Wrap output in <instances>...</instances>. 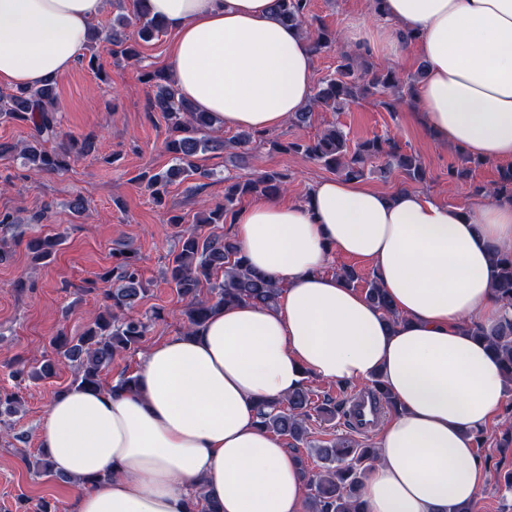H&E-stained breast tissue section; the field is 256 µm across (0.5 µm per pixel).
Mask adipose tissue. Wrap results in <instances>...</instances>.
I'll list each match as a JSON object with an SVG mask.
<instances>
[{"label":"adipose tissue","mask_w":512,"mask_h":512,"mask_svg":"<svg viewBox=\"0 0 512 512\" xmlns=\"http://www.w3.org/2000/svg\"><path fill=\"white\" fill-rule=\"evenodd\" d=\"M174 35L181 94L224 128L270 131L313 96L314 54L272 0H147ZM104 0H0V85H37L81 56ZM360 35L385 60L416 36L427 74L416 102L438 144L512 161V0H385ZM233 236L281 292L271 308L228 305L192 335L143 357L138 389L70 390L39 442L76 480V512H186L196 487L224 512H303L306 478L257 404L308 379L382 375L400 407L368 468L366 512H447L486 476L474 433L494 422L512 384L470 320L498 323L491 248L512 251V203L481 196L463 210L421 190L384 192L324 179L307 202L262 199L238 210ZM368 264L397 310L389 325L364 294L329 273L334 256ZM112 471L97 484L95 475Z\"/></svg>","instance_id":"adipose-tissue-1"}]
</instances>
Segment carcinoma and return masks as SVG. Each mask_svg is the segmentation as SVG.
Returning <instances> with one entry per match:
<instances>
[{"mask_svg":"<svg viewBox=\"0 0 512 512\" xmlns=\"http://www.w3.org/2000/svg\"><path fill=\"white\" fill-rule=\"evenodd\" d=\"M311 0H274L273 9L282 23L301 28L310 38L313 52L319 53L336 43V33L323 21L310 14ZM132 13L140 21L139 38L151 40L163 29V23L150 15L145 0H131ZM127 18L119 17L121 27H112L105 35L115 50L113 53L130 60L138 57L137 49L128 43L120 28L126 27ZM363 56L358 49L344 50L336 65L335 74L316 89L310 104L295 113L291 120L303 125L311 120L318 107L336 109L344 103H354L376 94L390 97L389 111L396 112L415 98L414 84L398 72L383 69H357V59ZM142 80L156 88L150 99L151 109L159 112L169 126L165 151L171 155L172 165L155 173L144 172L140 180L146 183L156 204L164 202L168 187L175 180L193 177L212 180L220 177L212 169H203L195 158L209 149L206 130L214 127L216 118L207 112H198L184 99L172 78L160 71L142 73ZM0 114L27 122L32 126V141L43 146L59 137L55 80L39 86L15 87L0 92ZM262 132H243L224 143L238 150V157L249 156L251 145L263 140ZM94 149V138L82 141L73 138L60 142L54 149L36 152L29 145L19 151V156L32 164L36 172L51 173L69 166L72 155H88ZM283 150L302 155L335 171L349 180H359L369 163L378 160L389 173L397 172L403 178L402 185L421 183L426 178L423 165L411 154L405 153L395 140L373 138L350 147L342 130L332 127L313 140L295 139L283 146ZM288 184V175L273 171H255L246 177L224 178V204L217 206L193 227L182 226V217L174 215L171 224L179 228V251L166 270V281L177 294L186 300L183 310L187 321L186 332L202 326L209 317L226 305L251 304L273 307L277 303L279 288L261 271L255 269L241 251L234 238L227 235L202 233V227L210 224H231L239 200L245 196L277 197ZM492 194L512 203V166L499 169L497 180L477 185L473 193ZM60 243L58 236L38 237L28 242V248L37 259L52 255ZM139 258L134 252H119L112 269L98 275L105 284L99 289L96 282H88L86 291L101 292L103 305L87 328L77 337L61 332L52 341L56 358L44 360L34 371L27 370L17 361L12 370L16 379L25 376L53 375L56 362L63 359L74 369L72 385L97 390L103 387L102 372L112 365L119 354L140 347L149 331V324L135 312V306L149 290L150 282L142 278ZM491 274L495 294L506 310L512 309V253L491 250ZM223 278H218V273ZM208 288L203 296L202 288ZM365 296L382 310L389 322H395L394 309L385 290L377 279L367 283ZM472 334L487 341L497 355L503 373L512 379V316L488 328L481 322H471ZM21 406L16 392L0 391V416H11ZM336 415V404L325 399L318 404L313 392L304 386L290 393L283 400L263 401L258 407L259 424L277 436L290 439L288 446L298 450L308 434L307 422L313 418L331 420ZM321 471L308 479L310 493L306 499V512H365L361 501V488L367 465L375 455V449L362 448L349 436L334 439L325 446L314 449ZM28 467L36 474L52 475L65 482L69 478L57 473L50 458L44 453L26 459ZM195 502L189 512H224L220 505L209 499L203 488H198Z\"/></svg>","mask_w":512,"mask_h":512,"instance_id":"1","label":"carcinoma"}]
</instances>
